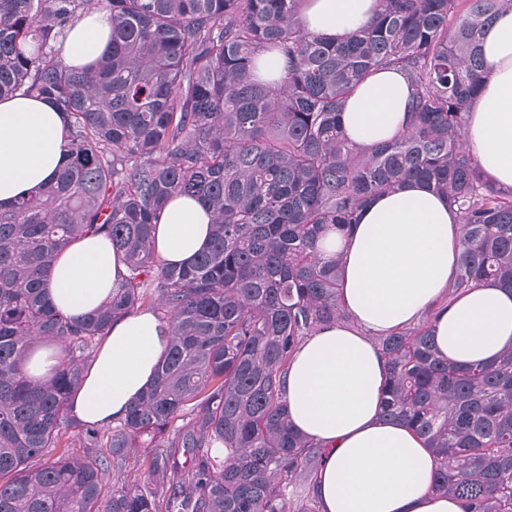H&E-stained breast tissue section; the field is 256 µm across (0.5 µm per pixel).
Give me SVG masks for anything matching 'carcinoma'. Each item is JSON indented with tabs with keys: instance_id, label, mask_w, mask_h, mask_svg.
I'll use <instances>...</instances> for the list:
<instances>
[{
	"instance_id": "1",
	"label": "carcinoma",
	"mask_w": 512,
	"mask_h": 512,
	"mask_svg": "<svg viewBox=\"0 0 512 512\" xmlns=\"http://www.w3.org/2000/svg\"><path fill=\"white\" fill-rule=\"evenodd\" d=\"M304 0H106L108 47L90 68L62 56L100 0H0V97L62 112L57 175L0 208V512H319L323 445L287 421L284 377L298 345L345 319L337 256L321 244L375 196L421 180L462 224L453 296L512 290V190L465 146L487 62L482 40L512 0H380L344 42L303 30ZM275 51L283 75L256 78ZM395 68L412 87L393 139L357 147L345 100ZM198 199L211 239L187 266L162 262L154 230L167 202ZM103 235L126 266L112 298L81 317L42 293L54 258ZM168 336L153 383L112 427L83 423L111 457L53 455L73 426L72 393L112 321L143 305ZM61 349L51 375L26 369ZM382 413L436 459L432 488L467 512H512V347L490 363L440 357L428 324L376 338ZM150 435L148 478L102 493ZM34 460L41 462L30 467Z\"/></svg>"
}]
</instances>
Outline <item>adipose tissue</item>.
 I'll return each mask as SVG.
<instances>
[{"label":"adipose tissue","mask_w":512,"mask_h":512,"mask_svg":"<svg viewBox=\"0 0 512 512\" xmlns=\"http://www.w3.org/2000/svg\"><path fill=\"white\" fill-rule=\"evenodd\" d=\"M379 0H308L301 25L341 41L378 10ZM110 33L96 9L76 23L64 49L75 68L93 65ZM488 70L472 108L465 139L485 175L512 190V9L487 30ZM411 88L397 70L360 83L343 110L349 139L370 146L393 138L407 119ZM65 125L49 102L15 95L0 99V207L47 183L65 159ZM211 216L196 199L170 200L156 226L161 261L190 264L209 242ZM459 215L446 197L418 180L373 198L347 235H330L323 252L343 257L338 296L347 317L305 338L285 383L288 421L327 445L314 493L320 512H466L460 499L432 488L435 459L406 425L381 416L387 366L375 344L394 329L428 320L440 355L464 365L494 361L512 346V292L490 283L447 298ZM125 267L110 241L92 236L54 261L44 292L55 308L77 316L99 307ZM166 338L149 311L114 320L87 375L73 394L81 421L111 423L152 382Z\"/></svg>","instance_id":"obj_1"}]
</instances>
